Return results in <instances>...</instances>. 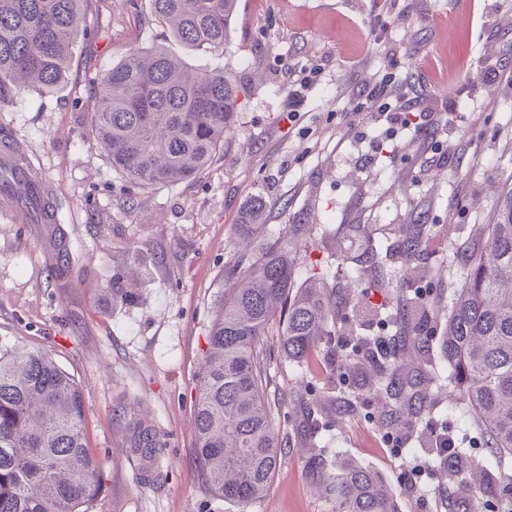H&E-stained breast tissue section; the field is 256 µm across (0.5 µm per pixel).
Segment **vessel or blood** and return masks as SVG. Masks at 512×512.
I'll use <instances>...</instances> for the list:
<instances>
[{
    "label": "vessel or blood",
    "instance_id": "vessel-or-blood-1",
    "mask_svg": "<svg viewBox=\"0 0 512 512\" xmlns=\"http://www.w3.org/2000/svg\"><path fill=\"white\" fill-rule=\"evenodd\" d=\"M0 167L19 179L23 200L10 192L0 193V213L25 224H54L58 221L56 192L43 171L33 166L16 137L0 136Z\"/></svg>",
    "mask_w": 512,
    "mask_h": 512
}]
</instances>
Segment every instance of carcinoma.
<instances>
[{"mask_svg": "<svg viewBox=\"0 0 512 512\" xmlns=\"http://www.w3.org/2000/svg\"><path fill=\"white\" fill-rule=\"evenodd\" d=\"M85 2L0 0V95L32 84L50 89L67 77L73 48L86 31ZM149 2L176 41L206 53L228 45L238 0ZM97 84L95 139L112 168L140 187L175 185L205 170L238 112L240 87L230 72L192 68L162 46L130 52ZM266 209L264 198L252 199L235 225V239L253 247L224 265L232 288L218 300L196 382L194 451L201 478L216 496L239 504L267 492L282 450L267 393L271 353L264 337H281V355L296 362L336 338V293L315 274L304 283L295 278L293 246L309 225L290 224L280 238L263 237ZM431 232L427 224L402 225V256L416 259L419 238ZM453 254L461 284L442 315L448 384L494 452L512 456V188L502 194L493 222L483 225L481 242L460 243ZM384 261L370 236L362 252L342 259L361 277L381 272ZM73 263L69 246L59 242L55 287L69 286ZM136 285L134 272L119 268L105 292L131 303ZM392 324L414 347H426V332L409 317ZM402 357L382 347L368 352L352 336L330 370L366 369L392 411L407 412L410 426L422 414L423 394L420 383L404 375ZM334 401L323 394L305 408L328 415ZM132 446L150 461L163 442L141 421ZM445 453L443 468L457 499L466 501V512H480L463 479L475 465L451 448ZM308 468L332 512H399L382 478L365 466L313 455ZM479 473L506 504L504 512H512V475L489 468ZM101 489L75 381L49 353L0 339V512H89Z\"/></svg>", "mask_w": 512, "mask_h": 512, "instance_id": "1", "label": "carcinoma"}]
</instances>
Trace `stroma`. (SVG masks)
I'll use <instances>...</instances> for the list:
<instances>
[{"label":"stroma","mask_w":512,"mask_h":512,"mask_svg":"<svg viewBox=\"0 0 512 512\" xmlns=\"http://www.w3.org/2000/svg\"><path fill=\"white\" fill-rule=\"evenodd\" d=\"M382 0H239L224 51L202 53L170 37L149 0H87V34L72 55L64 83L0 99V129L10 130L42 166L58 195L56 224H19L0 217V339L39 348L74 378L83 399L86 437L100 466L102 491L90 512H331L311 485L307 460L322 454L380 473L399 512H440L455 491L424 443L430 427L447 430L461 453L499 466L485 434L461 400L430 382L414 429L384 415L374 387L359 390V407L345 416H307L301 399L321 388L324 350L311 361L279 359L271 366L273 405L282 456L268 492L242 506L214 495L199 477L193 417L195 384L216 303L234 258L233 229L254 196L268 203L266 232L291 224L310 230L297 280L310 261L336 290L342 318L337 339L392 336V326L367 322L361 307L381 303L395 315L402 297L437 277L429 297L446 308L460 285L449 270L452 249L478 239L491 223L503 190L512 187V86L478 83L481 57L512 67V0L494 23L482 0H408L389 8V41L397 75L409 96L440 100L457 93L481 98L479 119L451 140L437 166L435 132L421 128L386 167L366 170L344 118L349 97L386 63L373 21ZM166 47L195 67L224 66L240 85V110L223 149L198 176L178 185L137 188L115 171L97 145L92 119L99 108L90 76L109 70L130 50ZM319 66L323 78L303 107L288 111L290 72ZM354 224L380 232L397 224H431L416 260L394 257L389 285L369 287L337 265L361 251ZM60 234L76 258L71 286L51 283L48 239ZM140 273L141 298L116 303L102 295L118 267ZM143 418L166 443L151 470L130 450L132 421ZM429 478L410 495L414 468Z\"/></svg>","instance_id":"1"}]
</instances>
